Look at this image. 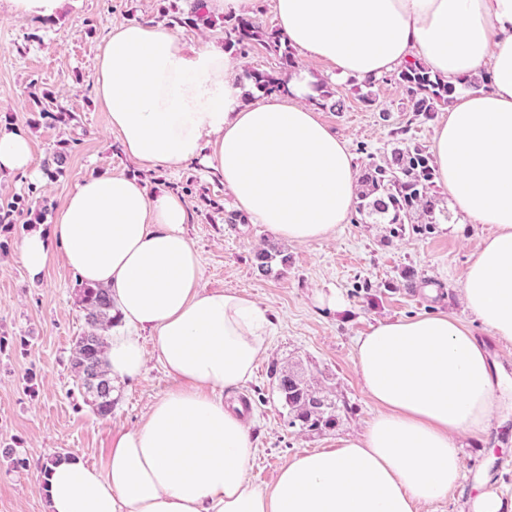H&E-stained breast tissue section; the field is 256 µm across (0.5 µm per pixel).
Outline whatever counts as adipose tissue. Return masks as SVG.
I'll use <instances>...</instances> for the list:
<instances>
[{"label": "adipose tissue", "instance_id": "obj_1", "mask_svg": "<svg viewBox=\"0 0 512 512\" xmlns=\"http://www.w3.org/2000/svg\"><path fill=\"white\" fill-rule=\"evenodd\" d=\"M273 10L305 61L281 93L259 92L242 57L165 22L112 26L96 47L95 96L137 172L86 175L51 224L29 227L19 260L37 282L61 256L111 291L113 384L153 357L171 385L113 434L100 463L70 454L49 466L47 512H418L462 485L466 440L485 438L512 405V375L469 323L443 312L380 321L353 340L376 408L363 431L298 453L272 487L248 478L250 425L224 396L253 377L272 319L249 296L205 289L186 199L150 191L145 176L198 164L238 219L290 244L332 237L355 213L358 170L319 115L308 63L337 85L414 62L454 85L434 126L435 180L470 223L494 228L459 293L490 336L512 343V0H273ZM0 172L34 174L25 131L0 127Z\"/></svg>", "mask_w": 512, "mask_h": 512}]
</instances>
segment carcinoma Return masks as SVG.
Returning <instances> with one entry per match:
<instances>
[{
    "label": "carcinoma",
    "mask_w": 512,
    "mask_h": 512,
    "mask_svg": "<svg viewBox=\"0 0 512 512\" xmlns=\"http://www.w3.org/2000/svg\"><path fill=\"white\" fill-rule=\"evenodd\" d=\"M224 33L226 47L242 57L259 46L278 56L279 69L254 72L250 77L267 95L284 88L285 77L295 67L296 60L279 31L264 30L254 16H239L224 18ZM394 77L407 94L410 111L426 119L432 118L438 107L447 104L455 91L454 86L414 63L394 73ZM31 96L40 107L41 116L63 124L75 119V115L61 104H45L34 92ZM358 180L364 187L359 197L358 213L374 216L385 224L401 227L410 224L413 229L421 231L423 227L418 225V218H431L438 208L434 169L430 155L422 147L398 150L389 158L368 163L360 170ZM256 260L259 268L267 271L277 260L287 263L288 257L269 246L257 252ZM78 297L85 312L86 329L75 338L71 371L92 412L107 417L112 414L114 405L112 392L99 395L93 387L99 383L112 386L104 360V333L112 328L114 321L112 297L108 289L84 283L79 285ZM277 389L283 406L288 408V426L302 431H319L335 425L340 403L314 390L300 375H281Z\"/></svg>",
    "instance_id": "carcinoma-1"
}]
</instances>
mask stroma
Instances as JSON below:
<instances>
[{
  "label": "stroma",
  "mask_w": 512,
  "mask_h": 512,
  "mask_svg": "<svg viewBox=\"0 0 512 512\" xmlns=\"http://www.w3.org/2000/svg\"><path fill=\"white\" fill-rule=\"evenodd\" d=\"M190 13L187 0H82L80 8L38 22L0 11V126L27 132L34 165L42 173L36 182L0 176V209L13 212L12 225L0 231V512H44L35 471L17 469L14 457L34 462L74 453L99 463L113 434L136 426L170 385L157 361H149L140 379L119 385L111 416L93 414L70 369L74 340L86 326L76 295L78 277L57 256L42 282L30 283L18 247L28 209L42 206L54 215L66 193L88 173L133 170L118 152L107 114L93 95L96 46L108 29ZM33 88L74 113V121L64 125L41 118L30 98ZM335 96L343 110L324 108L320 117L349 142L358 165L397 148L430 146L432 121L410 112L396 82H352L336 88ZM64 142L70 148L63 173L48 178L43 170ZM147 180L152 190L184 194L194 214L187 231L201 256L204 287L248 294L274 319L267 355L240 390L254 421L257 448L248 475L266 487L296 454L332 447L337 437L363 429L375 407L355 373L353 337L379 321L426 310L463 315L458 278L492 231L487 224H467L457 233L446 228L448 195L442 191L441 213L427 231L397 233L373 218L344 224L331 239L284 245L287 265L265 273L255 253L269 233L260 224L229 223V199L217 177L190 166L155 172ZM320 288L336 289L344 308L316 307L312 297ZM288 371L346 402L334 427L319 432L289 427L277 393L278 378ZM8 446L14 457L2 456ZM464 465L468 483L447 500L421 505L419 512H464L475 480L512 484V417L492 432L489 445L472 443Z\"/></svg>",
  "instance_id": "obj_1"
}]
</instances>
